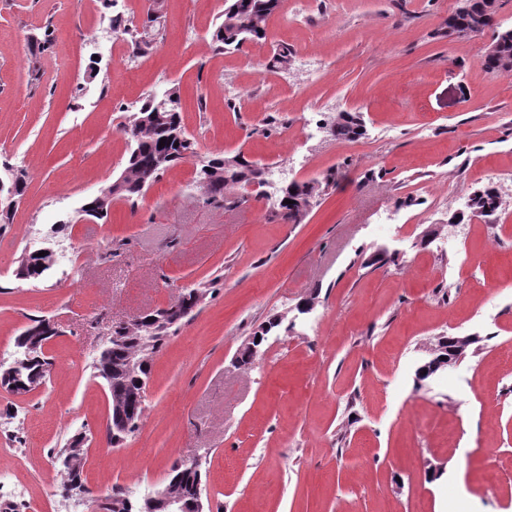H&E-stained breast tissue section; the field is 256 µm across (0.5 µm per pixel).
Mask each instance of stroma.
I'll return each instance as SVG.
<instances>
[{
    "mask_svg": "<svg viewBox=\"0 0 512 512\" xmlns=\"http://www.w3.org/2000/svg\"><path fill=\"white\" fill-rule=\"evenodd\" d=\"M147 5L0 0V173L28 175L0 224V362L31 319L60 331L44 386L0 387V506L98 512L112 490L138 500L174 461L197 458L211 512H451L462 499L467 512H512V76L482 64L495 30L512 28V0L495 29L466 39L445 33L459 0H282L269 43L223 53L209 33L224 0H165L164 39L132 66L109 21H141ZM47 30L34 87L26 39ZM277 41L293 57L272 72ZM174 85L200 154L240 151L303 180L336 169L335 190L285 224L262 202L205 203L185 162L136 203L113 201L108 221L80 216L124 167L123 124ZM340 112L362 113L365 136L329 137L321 124ZM490 181L500 223L449 226ZM45 247L46 276L16 277L20 255ZM383 248L396 263L370 264ZM201 284L204 304L152 358L139 431L102 453L109 393L93 365L104 338ZM310 296L315 309L297 314ZM280 314L294 331L237 367ZM448 334L476 342L417 381ZM79 432L87 492L74 499L55 454Z\"/></svg>",
    "mask_w": 512,
    "mask_h": 512,
    "instance_id": "35a3bbf8",
    "label": "stroma"
}]
</instances>
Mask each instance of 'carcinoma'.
<instances>
[{"label":"carcinoma","mask_w":512,"mask_h":512,"mask_svg":"<svg viewBox=\"0 0 512 512\" xmlns=\"http://www.w3.org/2000/svg\"><path fill=\"white\" fill-rule=\"evenodd\" d=\"M280 0H225L223 19L211 32V43L215 50H239L246 43H259L268 39L267 20L279 8ZM486 13V0H465L458 14L446 21L448 32L470 28L481 22ZM112 32L121 36L133 54L146 52L152 38L145 36L140 27L128 24L121 18L111 20ZM494 51L483 56V66L489 71L500 70L501 63L512 60V29L500 30L493 39ZM169 106L160 110L153 95H147L129 124L139 130L138 137L131 140L128 156L123 168L124 180L112 183L98 195L88 199L83 215L103 222L108 220L112 201L124 199L129 202L143 196L149 187L165 172L176 165L187 162L198 154L197 141L183 124L180 107V94L176 87L167 89ZM329 135L341 141L359 139L366 134L363 116L359 112H341L327 121ZM165 146H159L161 139ZM263 167L248 160L242 152L235 154L219 153L207 155L204 162L194 169L192 185L207 203H224L226 193L233 189H245L249 183L260 179ZM14 192H0V220L8 221L14 208L21 202L27 185L25 170L15 173ZM336 185V172L330 171L322 178L300 181L282 187L275 200L268 204L272 216L289 224H300L319 202L320 198ZM291 203L286 204L284 200ZM468 208L488 218L490 223L498 222L501 208L500 195L494 183L489 182L474 189L469 195ZM52 265V256H38V253H23L17 276L26 280L43 278ZM204 295L201 288H184L169 306L159 309L160 319L147 325L136 334L125 337L122 342L112 344V350L94 364L95 376L108 382L109 375L124 372L127 359L135 356L143 360V368L125 376L126 390L120 398L136 397L141 381L150 378L151 358L165 346L168 333L180 324L185 316L188 300L195 295ZM15 358L23 365L9 372L6 388L16 394L26 390V386L39 378L46 367L51 365L49 358L41 350H29L20 341H15ZM166 491L179 498L187 506H193L198 492L202 491L201 467L182 462H174L170 467ZM102 512H135L126 495L117 491L101 503Z\"/></svg>","instance_id":"cac0c4a2"}]
</instances>
